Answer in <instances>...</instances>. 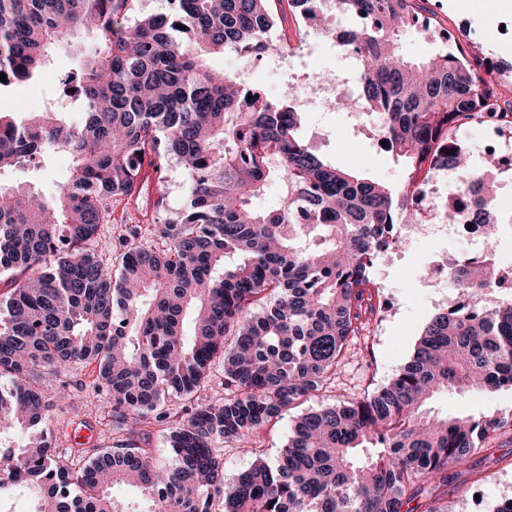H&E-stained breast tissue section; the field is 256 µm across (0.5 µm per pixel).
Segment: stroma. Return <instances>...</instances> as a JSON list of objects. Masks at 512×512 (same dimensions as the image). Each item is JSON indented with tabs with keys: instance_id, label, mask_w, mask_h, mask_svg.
<instances>
[{
	"instance_id": "stroma-1",
	"label": "stroma",
	"mask_w": 512,
	"mask_h": 512,
	"mask_svg": "<svg viewBox=\"0 0 512 512\" xmlns=\"http://www.w3.org/2000/svg\"><path fill=\"white\" fill-rule=\"evenodd\" d=\"M419 18L429 25L432 34L428 37L415 32L407 35L402 44L405 57H428L438 50L433 35H454L462 45L464 56L482 55L500 64L502 71L495 74L494 82L502 100L512 101V37L506 38L500 33L504 22H512V11L503 9L500 0H422ZM269 40L270 49L262 57L245 58L227 51L212 56L209 66L245 80L270 101L286 96L293 76L318 77L325 73L339 76L349 67L339 48L325 44L313 56L304 58L294 74L285 73L276 59L284 45L295 48L300 44L294 16H286L279 22ZM90 42V36L83 35L56 47L51 52L50 64L37 76L0 90V112H37L45 104L57 101L59 80L79 67ZM301 134L317 153L336 167L396 188L406 181L402 164L391 153L377 148L373 129L352 127L345 113H306ZM71 163L68 155L59 154L44 168L8 171L0 174V180L24 182L51 197L64 185ZM152 196L161 202L156 214L158 221L173 218L183 208L187 195L179 165L169 166L164 178L154 184ZM466 250V245L460 242L447 245L423 238L380 253L374 262V278L383 310L371 317L360 336L351 342L346 359L336 371L334 388L284 412L276 424L255 430L248 441L225 442V481H232L254 464L255 450H262L268 462H275L301 414L360 398L387 384L410 359L430 317L460 299L454 283L439 288L428 286L426 275L431 266L442 256L456 257ZM429 406L453 415L507 413L512 411V391L502 390L487 397L448 391L436 395ZM48 428L54 444L60 448L75 447L81 431L89 433L91 443L103 446L111 445L115 438L108 403L103 397L84 402L76 416L69 407L56 404ZM472 465L484 475L483 483L477 487L468 480V468ZM453 473L454 478L442 499L449 512H497L503 502L512 498V427L500 431L490 441L488 451L471 457L468 465L454 468Z\"/></svg>"
}]
</instances>
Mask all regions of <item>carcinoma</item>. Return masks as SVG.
<instances>
[{
	"label": "carcinoma",
	"mask_w": 512,
	"mask_h": 512,
	"mask_svg": "<svg viewBox=\"0 0 512 512\" xmlns=\"http://www.w3.org/2000/svg\"><path fill=\"white\" fill-rule=\"evenodd\" d=\"M129 25L138 0H0L1 86L46 67L49 50L94 36L73 90L83 119L49 107L0 114V170L64 152L73 159L53 197L0 183V502L21 489L35 512H448L437 506L448 472L484 451L510 416L443 415L436 394L512 389V285L490 254H461L448 276L462 301L426 323L410 361L361 399L298 417L276 463L257 460L224 480V442L242 441L302 399L332 389L348 343L381 309L377 255L420 223L412 198L445 160L469 185L443 213L496 240L493 170L472 172L458 130L494 119L497 63L444 47L401 54L418 0H336L366 21L343 33L359 53L362 110L382 117L400 191L327 162L301 137L291 98L264 99L207 61L231 49L260 55L279 14L274 0H166ZM251 99V109L242 102ZM454 150L449 154L448 150ZM184 173L187 204L163 224H132L125 248L96 249L112 202L148 211L166 164ZM276 182L281 202L253 199ZM224 371V399L200 396ZM86 372L85 397L109 399L110 448H57L46 411L72 400L50 378ZM175 463L158 465L131 441L169 418ZM139 491L142 507L112 496Z\"/></svg>",
	"instance_id": "carcinoma-1"
}]
</instances>
